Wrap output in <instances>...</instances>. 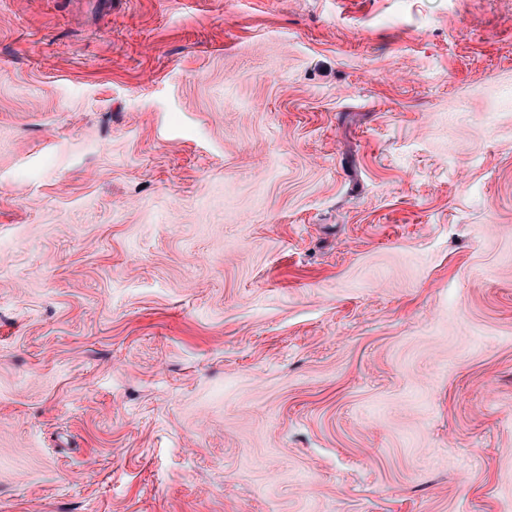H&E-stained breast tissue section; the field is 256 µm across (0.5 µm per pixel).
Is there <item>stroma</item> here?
I'll use <instances>...</instances> for the list:
<instances>
[{
	"instance_id": "1",
	"label": "stroma",
	"mask_w": 512,
	"mask_h": 512,
	"mask_svg": "<svg viewBox=\"0 0 512 512\" xmlns=\"http://www.w3.org/2000/svg\"><path fill=\"white\" fill-rule=\"evenodd\" d=\"M0 512H512V0H0Z\"/></svg>"
}]
</instances>
